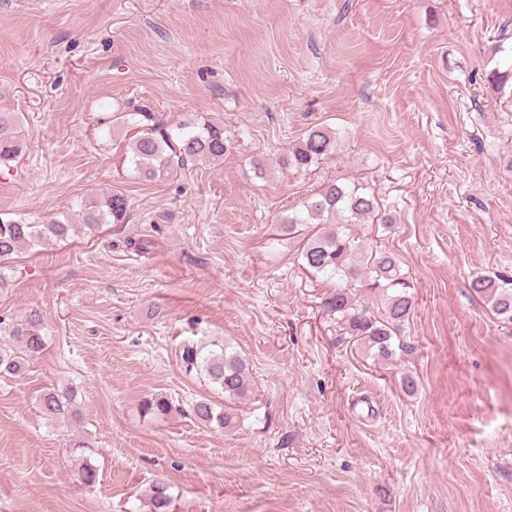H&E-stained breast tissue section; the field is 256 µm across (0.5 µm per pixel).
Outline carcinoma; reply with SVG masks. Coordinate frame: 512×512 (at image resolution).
I'll list each match as a JSON object with an SVG mask.
<instances>
[{
	"instance_id": "1",
	"label": "carcinoma",
	"mask_w": 512,
	"mask_h": 512,
	"mask_svg": "<svg viewBox=\"0 0 512 512\" xmlns=\"http://www.w3.org/2000/svg\"><path fill=\"white\" fill-rule=\"evenodd\" d=\"M127 126L136 133L130 138L118 167L147 180L160 178L189 163L219 162L229 151L231 140L224 135V125L202 116H194L174 126L161 120L159 113L144 108L131 112H115L109 128ZM23 148V133L15 118L0 117V167H8ZM336 149V133L313 127L303 139L288 150L282 163L298 171H306ZM130 205L120 191L97 194L85 201L78 215L90 230L102 224H124ZM374 218L381 224L389 218L379 215L378 202L358 184L325 183L304 209L283 221L288 234L305 239L301 251L303 268L314 277L336 282V291L326 297L323 306L336 317L344 334L356 338L362 349L377 359L388 362L396 356L405 323L414 306V284L402 273L399 258L386 249L366 247L353 225ZM72 225L58 219L46 224L0 217V258L45 240L63 239ZM472 290L480 295L494 315L512 323V277L478 275L471 281ZM368 292L379 298L381 310L373 312L359 294ZM12 336L18 349L0 347V373H19L28 360L39 355L45 346L44 327L38 314L28 316ZM180 359L189 374L199 373L213 388L229 399H242L252 392L248 363L223 342L209 346L187 343ZM41 411L50 418L70 421L81 419L71 388L46 392L39 398ZM175 405L157 395L144 404L148 414L167 415ZM196 420L224 429L237 422L231 406L217 407L202 397L189 405ZM171 498L162 480L151 486L150 512H169Z\"/></svg>"
}]
</instances>
